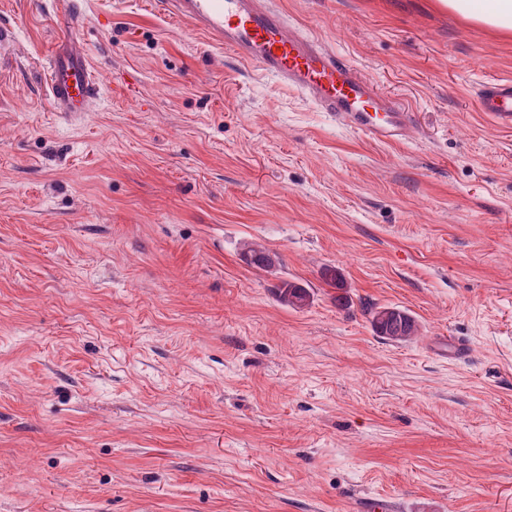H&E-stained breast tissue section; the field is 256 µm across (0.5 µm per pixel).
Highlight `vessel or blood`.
<instances>
[{"instance_id": "vessel-or-blood-1", "label": "vessel or blood", "mask_w": 512, "mask_h": 512, "mask_svg": "<svg viewBox=\"0 0 512 512\" xmlns=\"http://www.w3.org/2000/svg\"><path fill=\"white\" fill-rule=\"evenodd\" d=\"M163 7L374 141H398L411 127L404 106L381 96L354 64L292 27L282 13L268 9L262 0H164ZM46 81L56 111L64 115L89 111L97 95L92 63L70 39L51 56ZM479 100L483 111L512 123L511 80L482 85Z\"/></svg>"}]
</instances>
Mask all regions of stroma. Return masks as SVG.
I'll list each match as a JSON object with an SVG mask.
<instances>
[{
	"label": "stroma",
	"mask_w": 512,
	"mask_h": 512,
	"mask_svg": "<svg viewBox=\"0 0 512 512\" xmlns=\"http://www.w3.org/2000/svg\"><path fill=\"white\" fill-rule=\"evenodd\" d=\"M270 2L410 105L404 141L160 0H82L100 97L62 118L50 0H0V512H512V125L477 96L512 35ZM383 305L419 336H377ZM277 288L280 301L290 307L302 308L309 300L307 290L299 284L282 281Z\"/></svg>",
	"instance_id": "stroma-1"
}]
</instances>
